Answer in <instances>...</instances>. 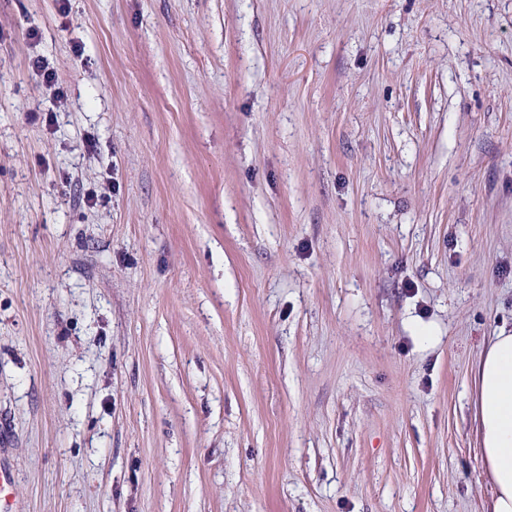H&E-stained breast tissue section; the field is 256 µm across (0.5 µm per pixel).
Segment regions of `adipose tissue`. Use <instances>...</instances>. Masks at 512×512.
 Instances as JSON below:
<instances>
[{
  "mask_svg": "<svg viewBox=\"0 0 512 512\" xmlns=\"http://www.w3.org/2000/svg\"><path fill=\"white\" fill-rule=\"evenodd\" d=\"M473 386L489 512H512V330H500L482 351Z\"/></svg>",
  "mask_w": 512,
  "mask_h": 512,
  "instance_id": "obj_1",
  "label": "adipose tissue"
}]
</instances>
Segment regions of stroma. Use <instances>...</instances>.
Returning <instances> with one entry per match:
<instances>
[{"instance_id": "35a3bbf8", "label": "stroma", "mask_w": 512, "mask_h": 512, "mask_svg": "<svg viewBox=\"0 0 512 512\" xmlns=\"http://www.w3.org/2000/svg\"><path fill=\"white\" fill-rule=\"evenodd\" d=\"M503 328L512 0H0V512H485Z\"/></svg>"}]
</instances>
